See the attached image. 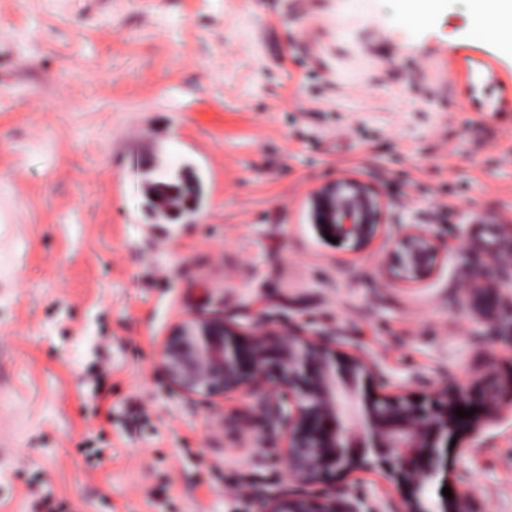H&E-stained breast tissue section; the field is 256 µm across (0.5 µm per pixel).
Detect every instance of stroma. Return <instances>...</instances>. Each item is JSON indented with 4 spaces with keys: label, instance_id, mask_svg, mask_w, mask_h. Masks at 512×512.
Here are the masks:
<instances>
[{
    "label": "stroma",
    "instance_id": "1",
    "mask_svg": "<svg viewBox=\"0 0 512 512\" xmlns=\"http://www.w3.org/2000/svg\"><path fill=\"white\" fill-rule=\"evenodd\" d=\"M471 0H0V512H262L290 487L256 398L177 393L159 352L188 314L344 336L383 395L512 377V337L462 272L512 225V44ZM204 198L153 223L157 167ZM361 180L374 239L330 242L310 197ZM442 246L416 283L398 225ZM512 512V414L458 465ZM337 507H398L374 467Z\"/></svg>",
    "mask_w": 512,
    "mask_h": 512
}]
</instances>
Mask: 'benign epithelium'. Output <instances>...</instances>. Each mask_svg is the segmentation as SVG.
Instances as JSON below:
<instances>
[{"label": "benign epithelium", "mask_w": 512, "mask_h": 512, "mask_svg": "<svg viewBox=\"0 0 512 512\" xmlns=\"http://www.w3.org/2000/svg\"><path fill=\"white\" fill-rule=\"evenodd\" d=\"M314 223L332 236L367 244L383 216V202L363 182L341 178L315 190L310 199ZM440 252L431 233L416 224L400 231L395 262L401 277L417 282L437 265ZM472 309L508 325L498 284L487 274L468 273L459 282ZM338 336L289 323L275 324L264 313L254 316L249 332L224 316L191 314L163 344L160 366L170 386L186 397L210 399L228 391L263 387L258 419L280 430L282 464L294 484H322L319 494L282 492L264 501L262 512H336L333 481L367 466L373 453L402 493L401 512H480L465 485L451 487V497L431 501L427 490L448 475L489 421L512 409V385L482 388L476 381L445 387L428 403L370 392L375 376L363 352L337 348ZM475 409L463 423L456 408ZM455 452L448 455V440Z\"/></svg>", "instance_id": "1"}]
</instances>
